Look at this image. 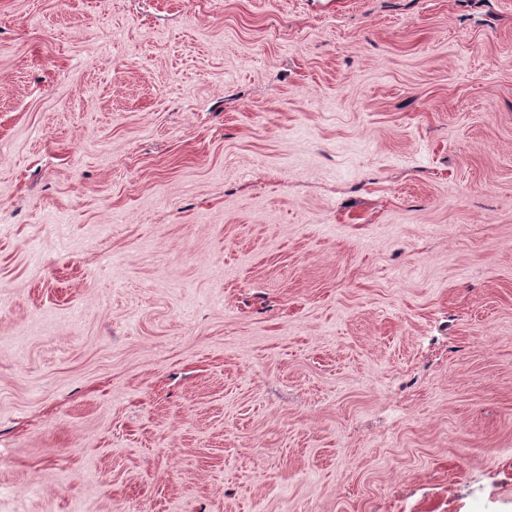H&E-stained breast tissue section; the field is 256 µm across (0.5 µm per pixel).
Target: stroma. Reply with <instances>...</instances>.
Returning <instances> with one entry per match:
<instances>
[{
	"mask_svg": "<svg viewBox=\"0 0 512 512\" xmlns=\"http://www.w3.org/2000/svg\"><path fill=\"white\" fill-rule=\"evenodd\" d=\"M0 512H512V0H0Z\"/></svg>",
	"mask_w": 512,
	"mask_h": 512,
	"instance_id": "35a3bbf8",
	"label": "stroma"
}]
</instances>
